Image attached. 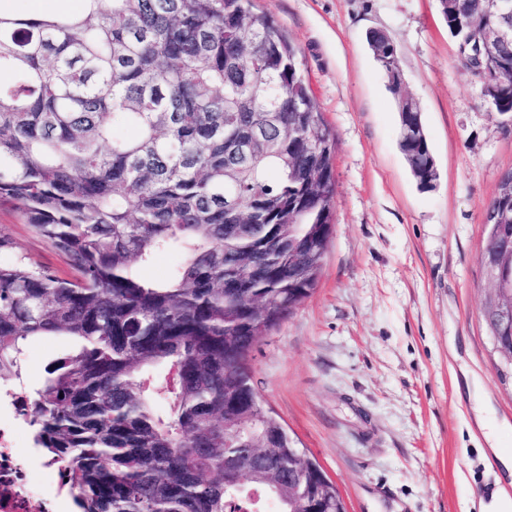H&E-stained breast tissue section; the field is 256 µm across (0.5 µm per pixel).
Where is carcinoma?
Wrapping results in <instances>:
<instances>
[{
  "label": "carcinoma",
  "mask_w": 512,
  "mask_h": 512,
  "mask_svg": "<svg viewBox=\"0 0 512 512\" xmlns=\"http://www.w3.org/2000/svg\"><path fill=\"white\" fill-rule=\"evenodd\" d=\"M81 2L37 16L0 3V200L22 202L74 273L0 234V379L21 377L32 340L78 343L24 405L77 512H255L243 478L292 512L293 441L254 401L247 357L322 271L330 233L313 257L288 233L333 220L336 134L299 47L254 0ZM470 2L442 12L448 27L482 16ZM367 42L384 74L399 67L379 32ZM496 88L512 112V67ZM397 108L399 150L430 189L422 113ZM252 128L269 148L242 157ZM163 250L183 254L166 282L133 272Z\"/></svg>",
  "instance_id": "1"
}]
</instances>
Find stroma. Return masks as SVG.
I'll use <instances>...</instances> for the list:
<instances>
[{
    "instance_id": "obj_1",
    "label": "stroma",
    "mask_w": 512,
    "mask_h": 512,
    "mask_svg": "<svg viewBox=\"0 0 512 512\" xmlns=\"http://www.w3.org/2000/svg\"><path fill=\"white\" fill-rule=\"evenodd\" d=\"M300 47L336 133L334 224L320 279L251 349L265 409L339 488L348 512H492L512 496V367L481 316L482 215L512 169V127L458 59L438 0H255ZM386 31L420 103L438 179L418 188L367 45ZM0 233L62 277L64 259L13 203ZM74 345L28 347L21 386Z\"/></svg>"
}]
</instances>
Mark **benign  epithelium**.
I'll return each mask as SVG.
<instances>
[{"mask_svg":"<svg viewBox=\"0 0 512 512\" xmlns=\"http://www.w3.org/2000/svg\"><path fill=\"white\" fill-rule=\"evenodd\" d=\"M487 14L493 18L483 27H473L466 35L462 47L477 41L472 57L483 71L498 58L501 48L512 42V0H487ZM500 218L494 207L486 208L483 224L489 227L487 245L481 255L485 275L490 285L481 304V313L494 319L498 325L512 329V234L504 232L499 226ZM495 349L502 359L512 363V338L502 340V331H494L492 336ZM292 461L288 463V490L293 495L304 494V485L308 473L302 450L289 451Z\"/></svg>","mask_w":512,"mask_h":512,"instance_id":"benign-epithelium-1","label":"benign epithelium"}]
</instances>
